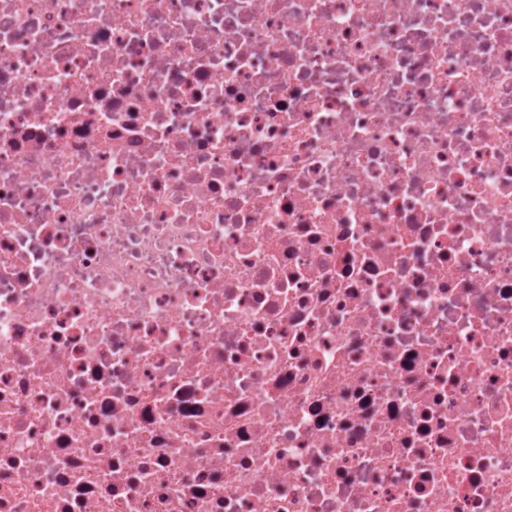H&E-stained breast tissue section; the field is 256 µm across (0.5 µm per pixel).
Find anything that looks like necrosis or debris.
<instances>
[{
    "label": "necrosis or debris",
    "instance_id": "obj_1",
    "mask_svg": "<svg viewBox=\"0 0 512 512\" xmlns=\"http://www.w3.org/2000/svg\"><path fill=\"white\" fill-rule=\"evenodd\" d=\"M0 512H512V0H0Z\"/></svg>",
    "mask_w": 512,
    "mask_h": 512
}]
</instances>
